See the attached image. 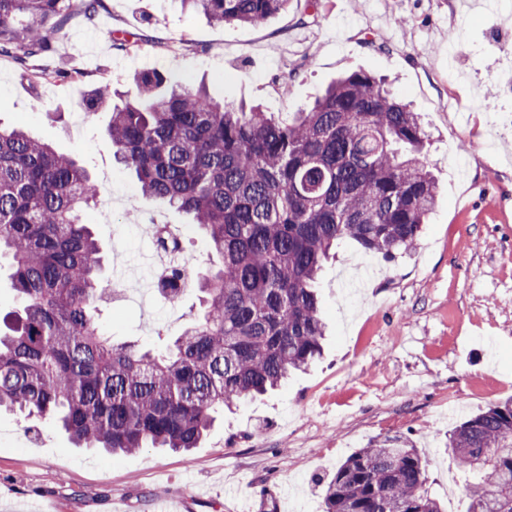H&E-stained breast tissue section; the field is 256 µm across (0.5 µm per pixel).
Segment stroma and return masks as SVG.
Segmentation results:
<instances>
[{"label": "stroma", "instance_id": "obj_1", "mask_svg": "<svg viewBox=\"0 0 512 512\" xmlns=\"http://www.w3.org/2000/svg\"><path fill=\"white\" fill-rule=\"evenodd\" d=\"M292 0L266 23L224 24L181 0H104L96 25L73 21L40 68H80L84 83L32 81L0 59V124L22 126L73 154L99 183L93 226L103 281L145 270L138 226H181L197 273L211 266L206 237L154 201L112 206L136 188L113 154L111 112L88 111L100 82L135 96L153 69L206 83L233 105L288 120L338 76L384 78L418 112L423 157L438 193L413 249L387 262L348 241L321 273L328 337L322 357L278 390L217 417L201 447L111 456L74 447L53 423L0 415V512H323L330 474L369 440L401 436L426 461L443 512H461L465 488L446 444L460 422L512 398V0ZM313 23L299 25L300 17ZM373 37L379 50L367 49ZM297 75L288 90L280 78ZM468 151H461V144ZM201 312L188 289L179 312L160 291L112 301L102 321L114 341L156 345Z\"/></svg>", "mask_w": 512, "mask_h": 512}]
</instances>
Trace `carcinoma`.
I'll use <instances>...</instances> for the list:
<instances>
[{"label": "carcinoma", "instance_id": "cac0c4a2", "mask_svg": "<svg viewBox=\"0 0 512 512\" xmlns=\"http://www.w3.org/2000/svg\"><path fill=\"white\" fill-rule=\"evenodd\" d=\"M221 23L260 25L291 0H181ZM71 0H0V57L24 69L67 34ZM111 104L108 135L140 197L188 215L219 265L199 282L203 312L163 349L116 343L100 322L102 249L88 215L100 185L73 156L0 125V260L20 307L0 332V410L53 421L80 448L188 452L215 410L281 386L320 355L326 325L317 284L336 245L393 260L416 243L436 201L420 158V117L383 80L354 71L277 121L159 71ZM159 249L182 240L156 230ZM162 290L184 292L171 264ZM467 488L464 512H512V399L448 435ZM417 448L370 440L341 463L325 512H442Z\"/></svg>", "mask_w": 512, "mask_h": 512}]
</instances>
